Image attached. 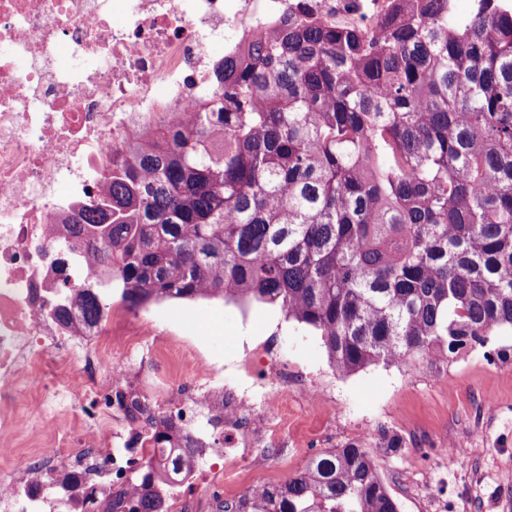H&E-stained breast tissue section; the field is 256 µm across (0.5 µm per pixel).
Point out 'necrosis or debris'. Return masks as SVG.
<instances>
[{
  "label": "necrosis or debris",
  "instance_id": "1",
  "mask_svg": "<svg viewBox=\"0 0 512 512\" xmlns=\"http://www.w3.org/2000/svg\"><path fill=\"white\" fill-rule=\"evenodd\" d=\"M328 22L384 12L388 0H0V512H78L49 482L130 485L135 435L116 392L135 376L114 362L166 345L128 319L102 332L54 311L73 286L95 287L93 233L67 235L99 195L113 144L179 112H196L213 83L211 48L299 4ZM202 400L174 390L164 409L200 437L198 465L223 457L201 434Z\"/></svg>",
  "mask_w": 512,
  "mask_h": 512
}]
</instances>
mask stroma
<instances>
[{"instance_id": "35a3bbf8", "label": "stroma", "mask_w": 512, "mask_h": 512, "mask_svg": "<svg viewBox=\"0 0 512 512\" xmlns=\"http://www.w3.org/2000/svg\"><path fill=\"white\" fill-rule=\"evenodd\" d=\"M146 323L162 324L172 346L135 355L145 370L136 392L161 408V391L192 386L198 370L217 372L224 393L248 407L225 424L239 456L202 467L198 492L223 483L231 501L244 503L259 482L281 485L314 455L356 444L368 449L398 512H512V332L490 339L487 361L476 348L453 359L424 356L402 365H371L341 376L320 336L287 320L278 307L221 301L172 300L141 308ZM309 377L321 396L285 389L277 375ZM497 408L477 412L479 400Z\"/></svg>"}]
</instances>
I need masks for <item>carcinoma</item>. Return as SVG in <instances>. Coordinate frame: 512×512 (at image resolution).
Listing matches in <instances>:
<instances>
[{
  "label": "carcinoma",
  "mask_w": 512,
  "mask_h": 512,
  "mask_svg": "<svg viewBox=\"0 0 512 512\" xmlns=\"http://www.w3.org/2000/svg\"><path fill=\"white\" fill-rule=\"evenodd\" d=\"M355 25L288 14L215 64L207 103L112 147L95 231L102 324L112 292L279 305L340 375L487 347L512 330V0H390ZM132 495L70 484L81 512H170L195 445L145 399ZM250 512H398L368 451L316 455Z\"/></svg>",
  "instance_id": "cac0c4a2"
}]
</instances>
